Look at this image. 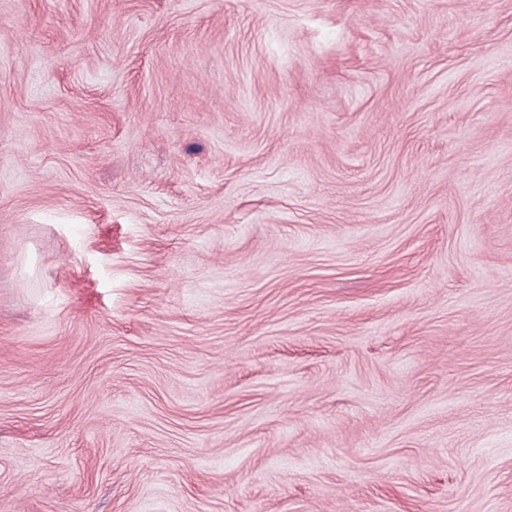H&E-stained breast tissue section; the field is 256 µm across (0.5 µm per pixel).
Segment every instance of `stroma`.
<instances>
[{"mask_svg": "<svg viewBox=\"0 0 512 512\" xmlns=\"http://www.w3.org/2000/svg\"><path fill=\"white\" fill-rule=\"evenodd\" d=\"M0 512H512V0H0Z\"/></svg>", "mask_w": 512, "mask_h": 512, "instance_id": "1", "label": "stroma"}]
</instances>
